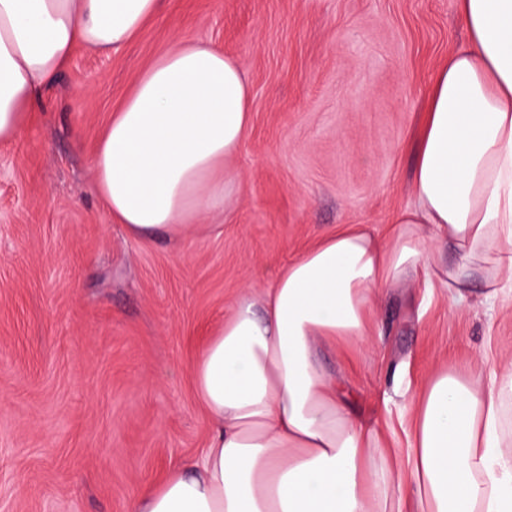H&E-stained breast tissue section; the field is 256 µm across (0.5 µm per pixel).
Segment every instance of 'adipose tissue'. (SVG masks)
Returning a JSON list of instances; mask_svg holds the SVG:
<instances>
[{
    "mask_svg": "<svg viewBox=\"0 0 512 512\" xmlns=\"http://www.w3.org/2000/svg\"><path fill=\"white\" fill-rule=\"evenodd\" d=\"M456 2L467 44L430 84L412 203L389 238L350 225L237 299L192 370L207 445L132 512H512L496 379L434 374L409 402L400 454L322 361L323 345L374 333L388 288L416 281L462 304L475 281L487 300L512 283V0ZM162 4L0 0V144L76 45L119 52ZM250 101L242 65L213 45L181 40L143 70L93 162L97 195L130 237L177 238L231 205Z\"/></svg>",
    "mask_w": 512,
    "mask_h": 512,
    "instance_id": "obj_1",
    "label": "adipose tissue"
}]
</instances>
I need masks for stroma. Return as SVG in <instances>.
Masks as SVG:
<instances>
[{
	"instance_id": "obj_1",
	"label": "stroma",
	"mask_w": 512,
	"mask_h": 512,
	"mask_svg": "<svg viewBox=\"0 0 512 512\" xmlns=\"http://www.w3.org/2000/svg\"><path fill=\"white\" fill-rule=\"evenodd\" d=\"M181 39L243 66L251 127L232 206L183 237L136 239L94 185L93 155L140 73ZM466 44L456 0H163L118 53L77 48L37 119L0 145V512H130L199 454L191 368L236 300L346 224L385 233L412 199L429 84ZM388 289L379 334L325 367L406 445L392 376L512 363V289L494 304Z\"/></svg>"
}]
</instances>
